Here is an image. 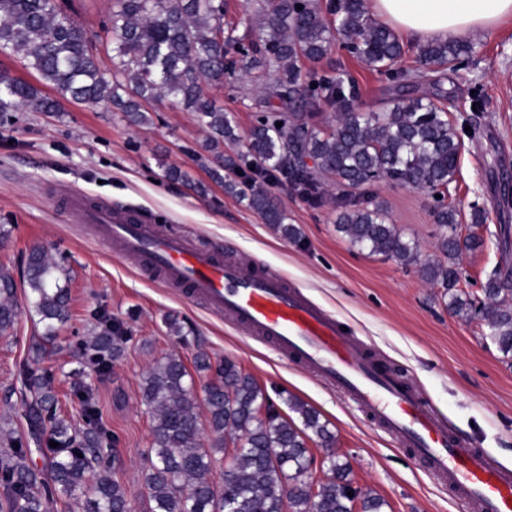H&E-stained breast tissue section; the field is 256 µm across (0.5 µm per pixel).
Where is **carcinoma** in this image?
I'll return each instance as SVG.
<instances>
[{
	"label": "carcinoma",
	"mask_w": 512,
	"mask_h": 512,
	"mask_svg": "<svg viewBox=\"0 0 512 512\" xmlns=\"http://www.w3.org/2000/svg\"><path fill=\"white\" fill-rule=\"evenodd\" d=\"M302 9H297V6ZM112 71L101 67L97 47L78 29L58 0H0V52L16 55L38 75L39 85L0 75V123L19 106L34 112H63L67 103L92 102L123 113L133 125L150 122L146 105L169 101L195 114L205 130L202 149L209 154L213 181L246 202L266 223L289 239L297 229L258 182L282 175L310 203H322L321 179L331 178L345 189L336 224L359 250L419 266L421 278L444 289L448 308L464 320L478 316L486 322L487 338L502 358L512 360V275L500 272L483 288L487 302L478 305L458 289L459 252L477 249L483 239L472 233L460 241V213L450 204L434 208L442 229L438 249L442 261L420 264L418 246L404 240L387 222L383 206L370 188L386 179L435 194L455 180L463 144L448 118L447 72L460 69L474 53V43L457 38L418 45L425 68L409 72L396 68L405 53L400 37L369 15L364 0H330L322 11L317 0H263L255 39L245 43L224 26V0H113ZM238 45V58L227 59V47ZM355 55L395 83L397 95L384 112L341 113L334 128L322 132L302 112L309 102L333 107L356 98V85L343 70L320 76L304 62L318 60L333 48ZM253 70L269 76L254 100L256 123L248 133L247 152L224 154V144L239 141L233 115L207 94L205 85L224 76ZM49 88V96L43 88ZM286 103L276 107L272 100ZM281 127H276V123ZM311 157L313 167L291 166L292 148ZM166 176L193 184L201 196L207 187L190 175L170 168ZM67 270L40 248L28 252L23 278L31 308L42 324V339L51 342L69 317V292L60 281ZM17 284L12 271L0 265V335L16 325ZM126 329L106 316L84 345L88 360L105 373L123 351ZM198 373L222 378L206 398L209 446L201 442V421L195 411L192 377L183 360L173 354L156 360L143 378L142 404L151 421L153 456L144 474L149 512H349L352 491L349 463L327 454L325 480L317 501L309 493L308 473L313 456L308 447L316 436L332 448L335 435L320 413L293 397L285 402L298 419L279 409L260 418L256 407L264 389L229 357L212 362L200 350L194 358ZM21 397H31L26 418L31 434L47 432L59 443L43 449L46 468L29 465L30 449L18 445L12 430H1L0 512H51L56 497L82 501V512H128L123 486L104 464L107 433L99 422L91 394L81 395V420L58 413L52 381L20 366ZM233 435L245 446L224 474L220 492L207 479L214 450L225 448Z\"/></svg>",
	"instance_id": "1"
}]
</instances>
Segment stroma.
Listing matches in <instances>:
<instances>
[{
	"mask_svg": "<svg viewBox=\"0 0 512 512\" xmlns=\"http://www.w3.org/2000/svg\"><path fill=\"white\" fill-rule=\"evenodd\" d=\"M73 18L101 50L104 69L112 67L109 17L112 0H70ZM477 53L462 69L449 73L464 147L448 199L470 215L485 211L484 224L463 223L460 232L477 233L484 245L462 250L459 287L471 298L494 272L512 269V248L504 249L500 227L512 226V204L501 205V176L512 174V20L489 32L473 34ZM318 73L343 69L354 79L362 111L391 107L393 89L386 76L371 71L346 51L332 50L311 62ZM262 87L256 75H237L209 86V93L234 115L240 135L255 121L252 99ZM486 104L473 111L474 93ZM205 134L193 113L169 103L150 107L148 124L128 125L121 113L101 104L70 103L63 114L20 108L0 124V225L10 229L0 243V264L21 274L29 250L44 247L68 271L70 319L37 360L35 345L42 327L27 312L25 292L12 335L0 336V418L31 447V466L46 459L34 439L19 396V366L38 362L49 374L67 417H79L80 400L70 374L82 371L84 386L96 403L101 424L112 437L105 450L114 479L126 491L130 512H146L143 475L150 465V419L141 403V383L156 359L167 354L192 364L198 350L212 360L232 358L266 391L281 388L315 408L336 436L334 451L348 459L359 487L382 497L384 512H463L422 469L395 448L391 438L370 422L335 387L279 356L265 341L246 335L231 320L202 303L189 301L166 283L144 275L115 257L109 242L93 227L78 223L57 199L78 193L104 199L133 214L156 217L161 232L179 233L193 246L219 247L225 257L249 255L253 262L287 279L306 298L347 323L392 366L409 375L423 396L451 427L474 447L512 468V364L503 362L486 339L480 318L453 315L441 288L424 282L415 268L353 247L336 227L338 187L327 185L321 205L308 204L289 188L269 185L289 224L300 233L290 240L266 224L244 202L211 182L208 160L200 152ZM178 167L207 184L206 195L171 181L166 170ZM388 221L403 239L416 241L422 259L435 261L439 228L431 196L387 181L372 189ZM122 321L128 329L124 354L108 373L98 374L79 344L91 336L99 314ZM178 318L193 337L181 343L165 323Z\"/></svg>",
	"mask_w": 512,
	"mask_h": 512,
	"instance_id": "1",
	"label": "stroma"
}]
</instances>
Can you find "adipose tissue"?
<instances>
[{
	"mask_svg": "<svg viewBox=\"0 0 512 512\" xmlns=\"http://www.w3.org/2000/svg\"><path fill=\"white\" fill-rule=\"evenodd\" d=\"M374 17L414 43L489 31L512 18V0H370Z\"/></svg>",
	"mask_w": 512,
	"mask_h": 512,
	"instance_id": "obj_1",
	"label": "adipose tissue"
}]
</instances>
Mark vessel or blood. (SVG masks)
I'll return each mask as SVG.
<instances>
[{
    "instance_id": "1",
    "label": "vessel or blood",
    "mask_w": 512,
    "mask_h": 512,
    "mask_svg": "<svg viewBox=\"0 0 512 512\" xmlns=\"http://www.w3.org/2000/svg\"><path fill=\"white\" fill-rule=\"evenodd\" d=\"M67 205L138 269L184 289L186 298L229 317L245 334L270 341L286 361L335 385L470 512H512V469L458 436L411 378L281 275L245 259L225 261L218 250H201L180 235L160 233L148 215L131 219L108 202L77 194L68 196Z\"/></svg>"
}]
</instances>
